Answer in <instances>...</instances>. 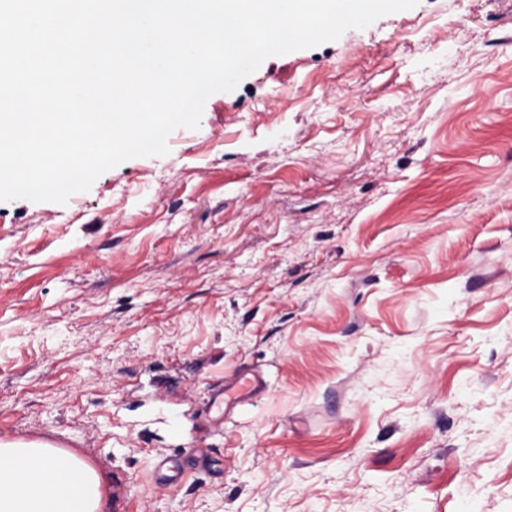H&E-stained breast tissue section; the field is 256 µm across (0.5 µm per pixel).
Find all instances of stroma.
<instances>
[{
  "mask_svg": "<svg viewBox=\"0 0 512 512\" xmlns=\"http://www.w3.org/2000/svg\"><path fill=\"white\" fill-rule=\"evenodd\" d=\"M168 145L0 203V438L110 512H512V0L269 57ZM262 379L254 373H242L233 378L228 384L224 383V395L229 387L235 388L240 395L249 396L262 388ZM168 463V458H160L154 464V486L158 490L178 486L183 481L185 471L169 467Z\"/></svg>",
  "mask_w": 512,
  "mask_h": 512,
  "instance_id": "obj_1",
  "label": "stroma"
}]
</instances>
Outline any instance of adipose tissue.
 Returning a JSON list of instances; mask_svg holds the SVG:
<instances>
[{
    "label": "adipose tissue",
    "instance_id": "ef3b65f1",
    "mask_svg": "<svg viewBox=\"0 0 512 512\" xmlns=\"http://www.w3.org/2000/svg\"><path fill=\"white\" fill-rule=\"evenodd\" d=\"M0 512H107L102 477L50 442L0 438Z\"/></svg>",
    "mask_w": 512,
    "mask_h": 512
}]
</instances>
